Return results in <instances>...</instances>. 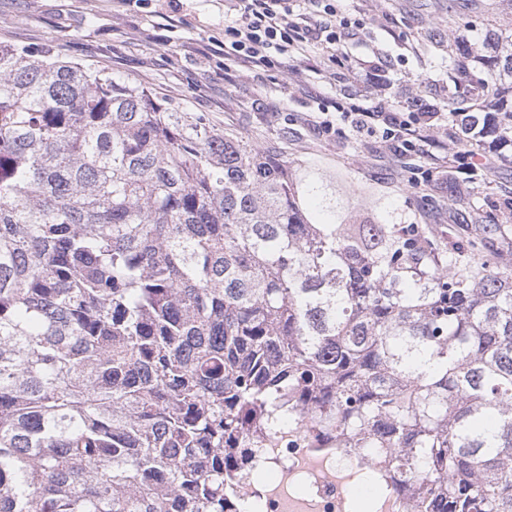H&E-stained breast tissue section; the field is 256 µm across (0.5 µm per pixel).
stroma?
Wrapping results in <instances>:
<instances>
[{
  "label": "stroma",
  "instance_id": "35a3bbf8",
  "mask_svg": "<svg viewBox=\"0 0 512 512\" xmlns=\"http://www.w3.org/2000/svg\"><path fill=\"white\" fill-rule=\"evenodd\" d=\"M349 25L345 49L376 63L373 79L332 69L323 44L258 71L224 57L234 0H0V42L107 66L113 77L161 91L172 104L258 147L278 144L290 163L319 165L350 203L354 224H419L439 243L466 240L471 213L512 224V149L475 176L443 147L462 138L448 48L471 28L465 70L482 69L486 36L512 28V0H327ZM381 112L431 106L429 139L416 151L355 132L337 105ZM332 130H324L322 121Z\"/></svg>",
  "mask_w": 512,
  "mask_h": 512
}]
</instances>
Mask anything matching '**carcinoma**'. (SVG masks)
Instances as JSON below:
<instances>
[{
  "label": "carcinoma",
  "mask_w": 512,
  "mask_h": 512,
  "mask_svg": "<svg viewBox=\"0 0 512 512\" xmlns=\"http://www.w3.org/2000/svg\"><path fill=\"white\" fill-rule=\"evenodd\" d=\"M505 42L460 124L512 147ZM348 218L319 166L0 42V512H226L296 415L421 475L412 512H512L508 228Z\"/></svg>",
  "instance_id": "obj_1"
}]
</instances>
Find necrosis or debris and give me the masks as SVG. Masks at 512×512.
<instances>
[{
  "instance_id": "necrosis-or-debris-1",
  "label": "necrosis or debris",
  "mask_w": 512,
  "mask_h": 512,
  "mask_svg": "<svg viewBox=\"0 0 512 512\" xmlns=\"http://www.w3.org/2000/svg\"><path fill=\"white\" fill-rule=\"evenodd\" d=\"M374 464L362 449L303 434L294 421L253 454L238 501L244 512H349L360 474Z\"/></svg>"
}]
</instances>
